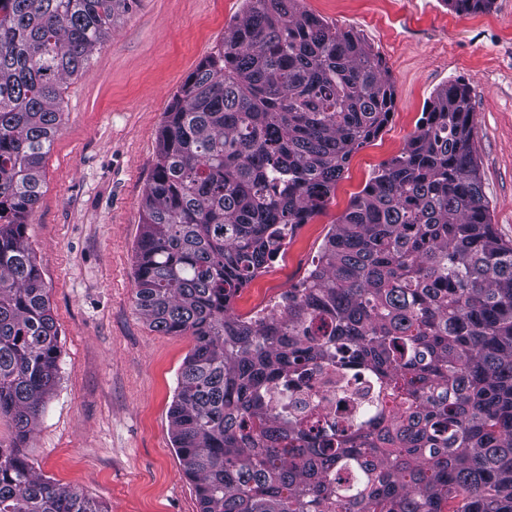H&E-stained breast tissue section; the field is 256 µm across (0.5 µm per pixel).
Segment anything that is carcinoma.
Returning <instances> with one entry per match:
<instances>
[{"mask_svg":"<svg viewBox=\"0 0 512 512\" xmlns=\"http://www.w3.org/2000/svg\"><path fill=\"white\" fill-rule=\"evenodd\" d=\"M136 2L0 0V512H107L22 451L60 353L25 229L61 83ZM394 107L382 58L299 0H246L173 97L135 297L153 330L193 340L169 418L199 512H512V244L489 224L467 84L437 93L300 287L263 318L231 313ZM309 362L356 364L402 411L320 438L267 401Z\"/></svg>","mask_w":512,"mask_h":512,"instance_id":"obj_1","label":"carcinoma"}]
</instances>
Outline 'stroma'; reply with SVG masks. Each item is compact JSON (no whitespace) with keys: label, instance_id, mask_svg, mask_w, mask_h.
<instances>
[{"label":"stroma","instance_id":"obj_1","mask_svg":"<svg viewBox=\"0 0 512 512\" xmlns=\"http://www.w3.org/2000/svg\"><path fill=\"white\" fill-rule=\"evenodd\" d=\"M245 0H138L63 86L26 239L59 331V379L25 452L44 478L107 512H198L173 448L169 408L193 342L154 331L135 301L143 199L180 85L224 40ZM379 54L394 114L350 160L324 212L232 302L294 287L382 164L400 155L436 93L471 87L472 146L495 232L512 244V0L461 15L444 0H300Z\"/></svg>","mask_w":512,"mask_h":512}]
</instances>
